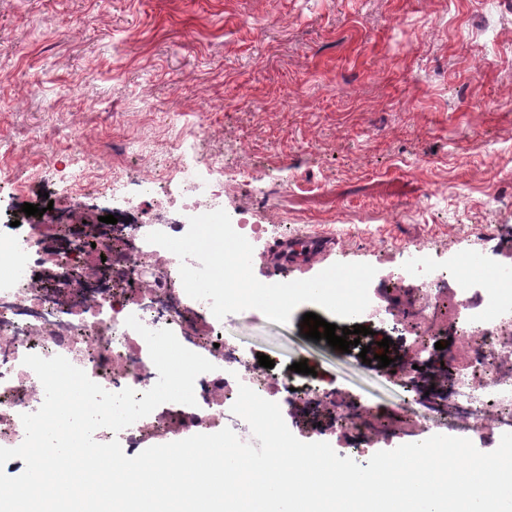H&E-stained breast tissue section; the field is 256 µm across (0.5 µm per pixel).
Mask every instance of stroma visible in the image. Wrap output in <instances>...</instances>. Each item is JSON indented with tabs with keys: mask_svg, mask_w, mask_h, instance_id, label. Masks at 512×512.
I'll use <instances>...</instances> for the list:
<instances>
[{
	"mask_svg": "<svg viewBox=\"0 0 512 512\" xmlns=\"http://www.w3.org/2000/svg\"><path fill=\"white\" fill-rule=\"evenodd\" d=\"M202 171L239 160L224 207L337 245L327 264L384 271L378 244L468 265L482 224L512 228V0H0V207L62 200L108 162L124 197L171 154ZM279 325L224 318L226 339L391 410L390 366Z\"/></svg>",
	"mask_w": 512,
	"mask_h": 512,
	"instance_id": "obj_1",
	"label": "stroma"
}]
</instances>
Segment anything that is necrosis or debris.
<instances>
[{
	"label": "necrosis or debris",
	"instance_id": "4bbe7bcc",
	"mask_svg": "<svg viewBox=\"0 0 512 512\" xmlns=\"http://www.w3.org/2000/svg\"><path fill=\"white\" fill-rule=\"evenodd\" d=\"M181 189L176 218H168L166 193L159 177L139 179L142 196L151 200V223L136 224L127 239L109 247L68 248L59 241L63 227L80 229L81 181H74L65 210L15 224L13 215L0 220V447L14 448L25 437L22 414L37 411L45 399L26 355H60L82 369L105 390L130 388L142 393L154 386L158 372L144 338L125 324L136 316L149 329H169L187 349L215 364L195 381L196 403H164L120 432L101 428L97 442L118 440L134 450L147 438L169 434H212L231 428L250 441L247 422L232 413L240 385L265 399L304 406L308 424L326 422L345 442L338 455L365 458L370 448L404 437L406 428L426 432L431 421L449 432L478 430L490 440L512 433V270L500 267L494 287L477 289L471 270L444 272L429 264L421 245L399 249L400 265L373 279L370 295L400 291L397 301L368 306L360 320L399 327L413 312V329L397 340L403 360L401 384H409L424 366L430 339L437 336L439 317L454 328L452 340L438 359L449 381L447 392L431 390L413 396L391 417L356 399H343L292 371L261 367L250 350L224 337V323L208 302L189 299L172 252L148 243L161 231L186 233L189 217L224 206V180L209 177L174 159Z\"/></svg>",
	"mask_w": 512,
	"mask_h": 512
}]
</instances>
